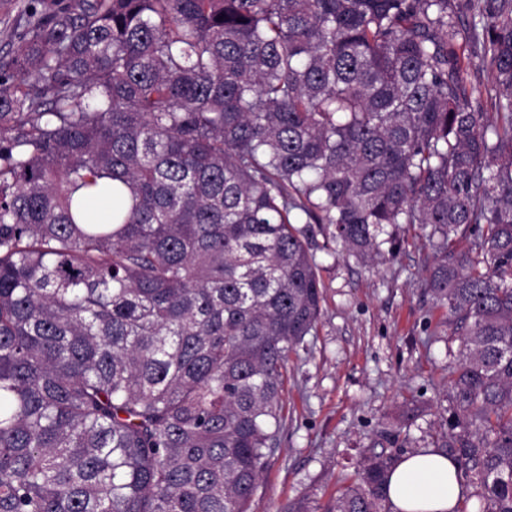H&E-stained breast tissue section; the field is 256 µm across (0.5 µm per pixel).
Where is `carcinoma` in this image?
Instances as JSON below:
<instances>
[{
	"label": "carcinoma",
	"instance_id": "carcinoma-1",
	"mask_svg": "<svg viewBox=\"0 0 512 512\" xmlns=\"http://www.w3.org/2000/svg\"><path fill=\"white\" fill-rule=\"evenodd\" d=\"M19 16L0 56V512H250L321 312L301 224L361 260L430 228L424 286L466 350L433 446L479 512H512V0ZM466 51L494 94L467 89ZM399 454L363 457L324 512H382Z\"/></svg>",
	"mask_w": 512,
	"mask_h": 512
}]
</instances>
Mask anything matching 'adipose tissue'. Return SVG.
I'll return each instance as SVG.
<instances>
[{"label": "adipose tissue", "mask_w": 512, "mask_h": 512, "mask_svg": "<svg viewBox=\"0 0 512 512\" xmlns=\"http://www.w3.org/2000/svg\"><path fill=\"white\" fill-rule=\"evenodd\" d=\"M471 487L456 461L429 448L400 456L387 483L390 512H455Z\"/></svg>", "instance_id": "ef3b65f1"}]
</instances>
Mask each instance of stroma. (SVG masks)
Segmentation results:
<instances>
[{
  "label": "stroma",
  "mask_w": 512,
  "mask_h": 512,
  "mask_svg": "<svg viewBox=\"0 0 512 512\" xmlns=\"http://www.w3.org/2000/svg\"><path fill=\"white\" fill-rule=\"evenodd\" d=\"M329 228L309 247L325 285L321 316L287 365L285 419L251 512H313L349 485L369 453L428 448L448 424V365L463 352L447 313L421 286L433 255L418 224L395 229L377 263L328 253Z\"/></svg>",
  "instance_id": "1"
}]
</instances>
